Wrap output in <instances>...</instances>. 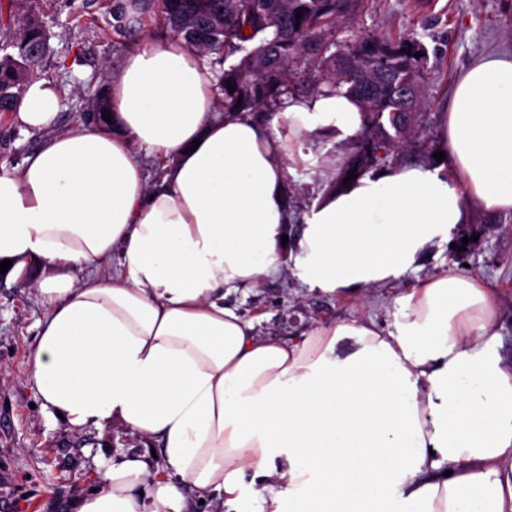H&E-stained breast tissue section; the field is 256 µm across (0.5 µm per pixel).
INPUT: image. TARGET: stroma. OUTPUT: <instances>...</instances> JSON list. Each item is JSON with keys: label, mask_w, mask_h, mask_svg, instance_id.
<instances>
[{"label": "stroma", "mask_w": 512, "mask_h": 512, "mask_svg": "<svg viewBox=\"0 0 512 512\" xmlns=\"http://www.w3.org/2000/svg\"><path fill=\"white\" fill-rule=\"evenodd\" d=\"M36 4L51 36L40 77L60 92L61 126L80 127L86 110L83 89L99 85L109 69L121 65L130 38L112 27V0ZM366 36L410 38L426 47V106L399 161L431 165L439 149V114L459 75L487 54L512 52V0H356L349 20L337 24L331 40L341 50ZM39 141V133L24 131L15 113L0 112V171L17 168ZM301 145L304 158L288 183L295 220L332 187L357 143L308 137ZM466 222L477 229L474 246L460 256L447 244L434 248L397 283L340 297L311 291L285 272L248 294H231L229 301L261 335L289 340L317 324L353 317L385 323L395 296L417 281L466 271L491 289L505 325L503 352L511 359L512 214L494 215L470 201ZM59 273V268L37 263L0 283V474L8 477L0 482V512H72L73 501L98 486L109 458L145 448L121 423L76 427L48 414L27 381L38 323L45 315L34 284Z\"/></svg>", "instance_id": "stroma-1"}]
</instances>
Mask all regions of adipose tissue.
<instances>
[{
	"label": "adipose tissue",
	"mask_w": 512,
	"mask_h": 512,
	"mask_svg": "<svg viewBox=\"0 0 512 512\" xmlns=\"http://www.w3.org/2000/svg\"><path fill=\"white\" fill-rule=\"evenodd\" d=\"M183 39L133 45L108 91L113 126L63 129L31 83L16 115L41 145L0 174V261L116 271L40 281L28 380L73 426L119 422L156 452L118 455L75 512H512V363L491 291L448 272L393 319L260 336L227 303L283 271L322 294L399 281L465 220L512 212V54L481 59L441 120L444 162L333 188L290 234V139L357 136L362 109L322 89L277 123L220 113ZM174 158L149 184L130 149Z\"/></svg>",
	"instance_id": "adipose-tissue-1"
}]
</instances>
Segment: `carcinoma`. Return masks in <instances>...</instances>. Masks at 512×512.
Segmentation results:
<instances>
[{
    "instance_id": "carcinoma-1",
    "label": "carcinoma",
    "mask_w": 512,
    "mask_h": 512,
    "mask_svg": "<svg viewBox=\"0 0 512 512\" xmlns=\"http://www.w3.org/2000/svg\"><path fill=\"white\" fill-rule=\"evenodd\" d=\"M16 0H0V112L15 110L26 81L37 74L50 52L49 36L30 11L16 18ZM355 0H115L113 28L130 32L135 15L157 11L171 37L186 40L208 58L225 112L274 108L288 94L295 57L311 48L322 50L323 36L336 21L350 15ZM302 18H296V13ZM250 33H245V30ZM37 46L38 56L29 51ZM421 57H415V53ZM425 47L416 40L362 38L337 54L318 58L322 84L353 97L363 110V132L356 151L336 177L395 162L398 149L412 133L421 97L403 101L400 87L422 90ZM234 87L229 92L228 87ZM88 111L107 112L103 86L88 88Z\"/></svg>"
}]
</instances>
